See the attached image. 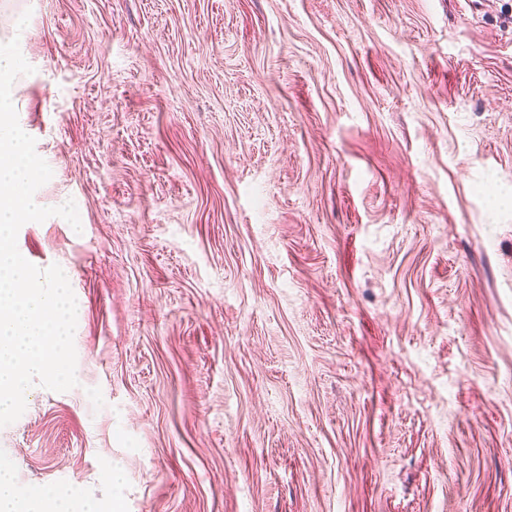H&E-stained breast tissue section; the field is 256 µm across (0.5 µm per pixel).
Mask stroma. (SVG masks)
Here are the masks:
<instances>
[{
  "label": "stroma",
  "instance_id": "stroma-1",
  "mask_svg": "<svg viewBox=\"0 0 512 512\" xmlns=\"http://www.w3.org/2000/svg\"><path fill=\"white\" fill-rule=\"evenodd\" d=\"M16 36L82 225L17 236L78 380L0 427L19 499L512 512V0H0Z\"/></svg>",
  "mask_w": 512,
  "mask_h": 512
}]
</instances>
